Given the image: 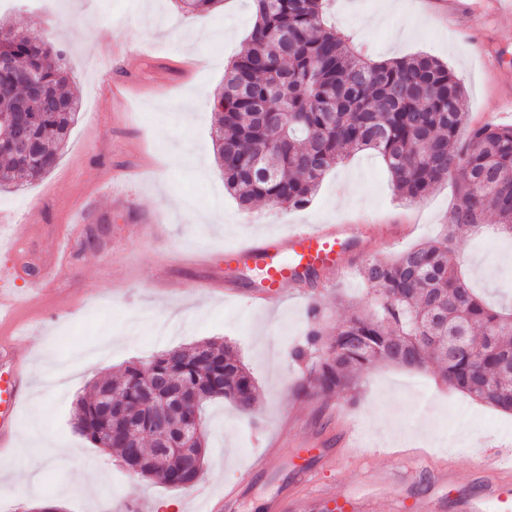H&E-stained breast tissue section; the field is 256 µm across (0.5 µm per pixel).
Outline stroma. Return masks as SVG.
<instances>
[{"label": "stroma", "mask_w": 512, "mask_h": 512, "mask_svg": "<svg viewBox=\"0 0 512 512\" xmlns=\"http://www.w3.org/2000/svg\"><path fill=\"white\" fill-rule=\"evenodd\" d=\"M425 0H330L326 29L373 60L428 55L448 66L464 89L472 125H512V15L493 0H455V13L426 12ZM250 0H221L203 16L180 14L175 0H11L0 19L51 33L70 70L80 112L52 170L13 192L0 191V225L22 224L21 249L0 243V289L24 295L17 348L28 389L17 413L9 457H0V497L10 512L49 504L61 512H155L179 501L183 512H206L225 484L240 485L226 512H473L481 479L475 455L512 454V415L480 406L439 381L432 368L378 364L360 379L357 402L335 395H298L304 367L293 350L313 315L335 324L340 299L371 302L357 271L315 293L289 291L279 307L255 310L206 288L223 275L224 250L293 224H411L402 245H366L368 257L392 259L435 237L456 197L454 180L423 200L396 192L381 158L357 151L330 171L311 202L286 209L266 202L242 208L224 190L215 159L214 116L184 106L224 85V70L249 47ZM400 31L411 32L396 41ZM224 217L191 224L173 202ZM74 231L68 266L39 278L62 235ZM457 261L474 288L494 304L512 300V239L492 232L460 240ZM209 339L231 343L257 388L248 413L226 400L205 408L206 452L194 486L173 488L139 479L115 456L74 430L76 400L100 376L130 362ZM342 411L358 434L350 462L330 464L337 448L332 417ZM280 453L250 472L267 443ZM43 450L36 487L9 480ZM400 448L449 459L452 486L434 484L413 461H394Z\"/></svg>", "instance_id": "obj_1"}]
</instances>
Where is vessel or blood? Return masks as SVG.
Instances as JSON below:
<instances>
[{
	"label": "vessel or blood",
	"mask_w": 512,
	"mask_h": 512,
	"mask_svg": "<svg viewBox=\"0 0 512 512\" xmlns=\"http://www.w3.org/2000/svg\"><path fill=\"white\" fill-rule=\"evenodd\" d=\"M393 244L407 232L400 224H299L283 235H271L230 248L224 252L227 268L245 271L244 279L227 284L228 295L239 289H253L255 307L278 304L286 286L315 281L322 273L333 270L344 273L346 256H358L370 233ZM27 383L19 367H10L0 374V448L13 444L18 404ZM474 465L482 483L483 494L476 502L475 512L496 508L512 512V462L502 461L499 453L482 455Z\"/></svg>",
	"instance_id": "vessel-or-blood-1"
}]
</instances>
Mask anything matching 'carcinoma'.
Instances as JSON below:
<instances>
[{
    "label": "carcinoma",
    "instance_id": "obj_1",
    "mask_svg": "<svg viewBox=\"0 0 512 512\" xmlns=\"http://www.w3.org/2000/svg\"><path fill=\"white\" fill-rule=\"evenodd\" d=\"M202 15L221 0H179ZM325 0H254L250 47L224 73L215 113L216 160L224 190L245 207L256 201L300 209L350 150H372L396 191L420 201L452 177L458 199L444 233L397 258L365 260L369 307L335 327L312 325L295 357L306 362L308 396L353 400L360 375L377 364L436 369L472 400L512 412V309L489 306L458 268L456 246L495 217L493 231L512 238V126L467 127L463 87L429 56L371 62L323 28ZM52 36L0 22V188L42 179L56 164L79 104L63 64L51 61ZM35 74L45 103L29 108L27 148L15 146L10 115ZM177 382L183 410L169 405ZM256 386L234 348L209 340L131 363L93 381L74 409V427L120 461L136 457L139 476L180 487L198 478L205 457L203 404L225 398L247 410ZM171 406L164 422L157 409Z\"/></svg>",
    "mask_w": 512,
    "mask_h": 512
}]
</instances>
